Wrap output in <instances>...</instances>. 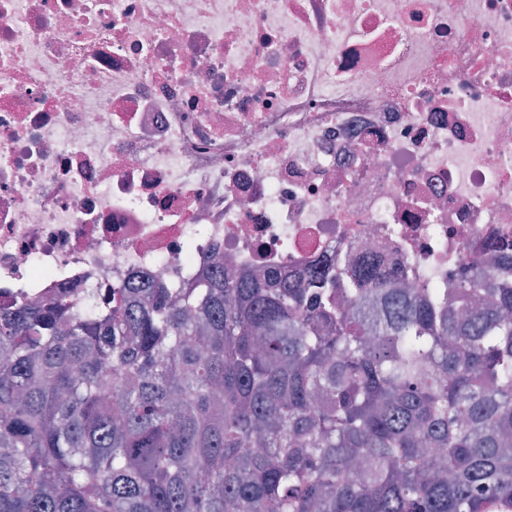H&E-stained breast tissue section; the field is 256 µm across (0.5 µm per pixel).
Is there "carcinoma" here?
I'll return each instance as SVG.
<instances>
[{
    "label": "carcinoma",
    "instance_id": "cac0c4a2",
    "mask_svg": "<svg viewBox=\"0 0 512 512\" xmlns=\"http://www.w3.org/2000/svg\"><path fill=\"white\" fill-rule=\"evenodd\" d=\"M375 258L0 315V512H482L512 499V270Z\"/></svg>",
    "mask_w": 512,
    "mask_h": 512
}]
</instances>
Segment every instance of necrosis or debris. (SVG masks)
<instances>
[{
    "mask_svg": "<svg viewBox=\"0 0 512 512\" xmlns=\"http://www.w3.org/2000/svg\"><path fill=\"white\" fill-rule=\"evenodd\" d=\"M512 257V0H0V312Z\"/></svg>",
    "mask_w": 512,
    "mask_h": 512,
    "instance_id": "4bbe7bcc",
    "label": "necrosis or debris"
}]
</instances>
